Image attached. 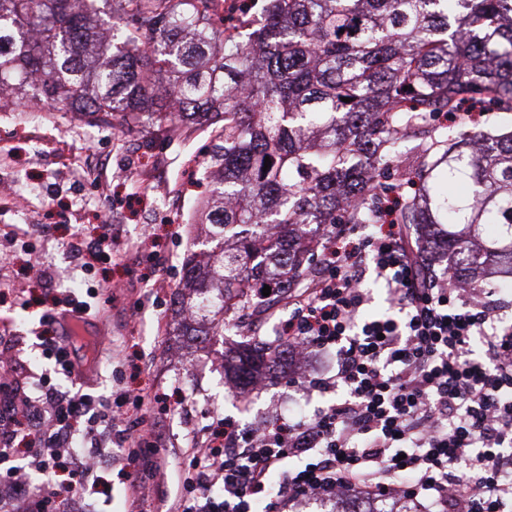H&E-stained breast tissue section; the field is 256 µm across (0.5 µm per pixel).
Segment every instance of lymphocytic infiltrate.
<instances>
[{"mask_svg": "<svg viewBox=\"0 0 512 512\" xmlns=\"http://www.w3.org/2000/svg\"><path fill=\"white\" fill-rule=\"evenodd\" d=\"M357 231L329 229L319 263L287 294L280 330L293 354H335L334 372L288 375L290 387L332 402L247 427L213 414L206 440L185 450L187 472L174 488L151 396L134 395L127 411L45 379L34 396L18 374L0 382V512H15L22 488L19 436L35 437L26 456L42 477L25 512H60L65 489L52 474L65 458L77 480L92 472L96 453L74 446L92 427L135 464L127 512H144L149 491L165 512H254L260 499L265 512H297L354 491L418 510L429 500L441 512H507L512 324L499 320L487 293L424 263L406 225L382 224L363 238ZM370 268L388 289L391 311L366 318Z\"/></svg>", "mask_w": 512, "mask_h": 512, "instance_id": "lymphocytic-infiltrate-1", "label": "lymphocytic infiltrate"}]
</instances>
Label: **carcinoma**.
<instances>
[{
	"label": "carcinoma",
	"instance_id": "cac0c4a2",
	"mask_svg": "<svg viewBox=\"0 0 512 512\" xmlns=\"http://www.w3.org/2000/svg\"><path fill=\"white\" fill-rule=\"evenodd\" d=\"M96 2L0 0V109L214 133L209 247L181 283L202 323L256 308L253 283L295 287L323 225L378 224L391 200L396 224L448 226L430 249L455 277L512 287V132L438 120L512 121V0H265L245 39L214 0ZM286 351L244 349L242 383Z\"/></svg>",
	"mask_w": 512,
	"mask_h": 512
}]
</instances>
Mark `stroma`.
Wrapping results in <instances>:
<instances>
[{"label":"stroma","mask_w":512,"mask_h":512,"mask_svg":"<svg viewBox=\"0 0 512 512\" xmlns=\"http://www.w3.org/2000/svg\"><path fill=\"white\" fill-rule=\"evenodd\" d=\"M212 140L202 130L171 136L157 123L115 129L34 104L0 111V184L19 194L0 201V336L22 342L34 378L111 401L154 396L176 479L185 450L208 426L196 412L244 426L289 409L288 384L272 368L246 385L224 368L225 355L244 346L278 344L287 305L264 303L232 331L206 336L178 304L184 258L205 236L191 218ZM146 169L161 170L164 195L143 187ZM77 236L111 238L109 258L82 264L71 252ZM128 284L135 293L125 292ZM68 297L89 304L86 324L105 331L90 380L57 374L42 353L41 316ZM133 469L121 452L103 458L87 480L85 512H125Z\"/></svg>","instance_id":"obj_1"}]
</instances>
